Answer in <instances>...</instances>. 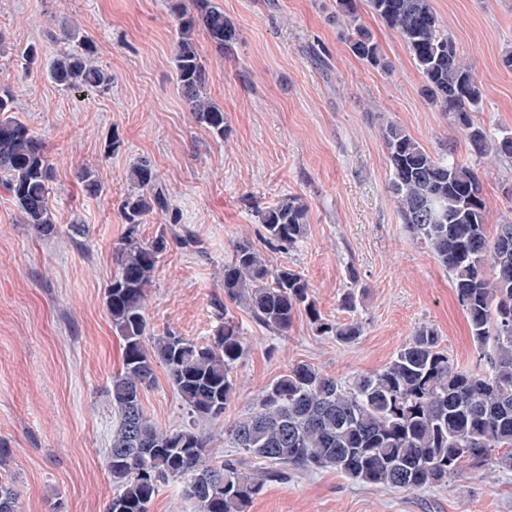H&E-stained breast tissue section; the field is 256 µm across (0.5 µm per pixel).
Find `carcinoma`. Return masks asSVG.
I'll return each mask as SVG.
<instances>
[{"label":"carcinoma","mask_w":512,"mask_h":512,"mask_svg":"<svg viewBox=\"0 0 512 512\" xmlns=\"http://www.w3.org/2000/svg\"><path fill=\"white\" fill-rule=\"evenodd\" d=\"M371 13L406 45L425 96L458 126L469 155L512 159V131H492L475 120L484 88L463 61L455 36L444 28L432 0H368ZM348 23L354 56L384 66L379 44L362 24L356 0H338ZM177 27L172 64L194 121L224 137V110L208 92L209 74L196 43L197 29L221 53L231 50L237 30L215 0H174ZM73 46L50 61L46 73L64 90L106 91L112 74L96 62L94 43L63 31ZM382 138L390 170L389 191L406 231L423 240L448 269L457 301L478 346L479 363L461 368L430 327L417 329L384 368L337 380L298 363L267 386L247 416L225 428L240 455L215 452L203 420L218 422L235 391L233 371L244 353L225 301L257 323L284 334L305 312L321 336L348 344L361 324L328 318L318 308L300 271L270 267L242 239L224 263V297H214L217 325L204 342L173 330L148 334L145 299L159 259L177 248L192 251L190 232L145 242L140 225L153 214L178 223L175 208L154 167L140 160L130 170L133 188L120 209L126 231L118 248V271L105 292L112 325L123 341L120 372L107 390L116 425L106 467L115 491L106 512H147L159 487L183 482V495L197 512H248L254 497L288 470L333 469L367 485L420 490L445 485L464 464L512 471V220L489 231L480 168L451 148L432 153L397 124ZM53 166L38 134L16 115L11 89L0 87V183L20 220L42 237L58 233L51 208ZM308 205L297 195L256 210L258 235L275 253L298 247L307 234ZM166 368L189 421L162 430L147 417L142 393L154 383V364ZM264 462L252 470L241 456ZM0 512H19L15 489L0 477Z\"/></svg>","instance_id":"carcinoma-1"}]
</instances>
